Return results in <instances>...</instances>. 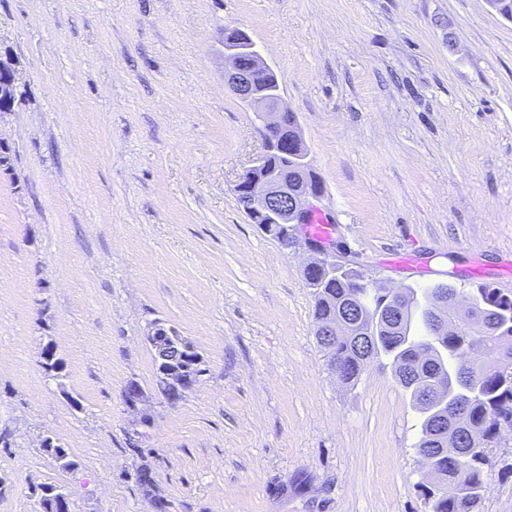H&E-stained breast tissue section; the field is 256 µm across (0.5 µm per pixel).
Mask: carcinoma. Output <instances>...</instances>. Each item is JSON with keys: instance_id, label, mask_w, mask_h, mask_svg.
Segmentation results:
<instances>
[{"instance_id": "obj_1", "label": "carcinoma", "mask_w": 512, "mask_h": 512, "mask_svg": "<svg viewBox=\"0 0 512 512\" xmlns=\"http://www.w3.org/2000/svg\"><path fill=\"white\" fill-rule=\"evenodd\" d=\"M277 177L299 185L303 170L272 160ZM317 326L341 324L332 340L316 331L330 369L355 385L368 363L390 360L393 376L421 415L417 454L427 467L419 484L428 512H476L483 499L489 450L512 429V295L480 286L458 306L460 291L438 283L416 290L377 288L357 269L320 267L304 273ZM485 445L471 453L468 437ZM62 469L78 463L65 448L45 449ZM41 512H70L53 484L35 490Z\"/></svg>"}]
</instances>
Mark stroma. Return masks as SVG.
I'll return each mask as SVG.
<instances>
[{
	"label": "stroma",
	"instance_id": "35a3bbf8",
	"mask_svg": "<svg viewBox=\"0 0 512 512\" xmlns=\"http://www.w3.org/2000/svg\"><path fill=\"white\" fill-rule=\"evenodd\" d=\"M233 27L279 76L339 259L465 295L478 258L512 294V21L488 0H0L21 90L0 112V512H37L46 483L72 512H427L420 416L389 360L336 378L308 252L237 202L263 140L224 84ZM158 322L202 357L174 404L144 339ZM486 471L479 512H512V430Z\"/></svg>",
	"mask_w": 512,
	"mask_h": 512
}]
</instances>
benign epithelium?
<instances>
[{
	"mask_svg": "<svg viewBox=\"0 0 512 512\" xmlns=\"http://www.w3.org/2000/svg\"><path fill=\"white\" fill-rule=\"evenodd\" d=\"M262 75L274 76L276 72L264 63L256 44L245 31L224 39V82L240 100L257 112L263 129V153L236 183L244 194L245 212L251 223L262 230L267 224L285 225V249L292 250L302 245L314 254L306 268L311 270L324 263L333 264L336 262V243L312 241L303 233V226L315 208L313 201L320 198V185L311 183L307 178L303 186L290 190L288 183L275 178L269 168V157L283 149L296 154L303 168L310 166V162L301 141L278 140V131L287 110L281 107V99L272 100L258 91V77ZM145 339L160 354L157 359L159 391L169 402H178L183 393L196 383L194 376L181 369L186 362L182 336L172 327L155 324Z\"/></svg>",
	"mask_w": 512,
	"mask_h": 512,
	"instance_id": "7a95c632",
	"label": "benign epithelium"
}]
</instances>
